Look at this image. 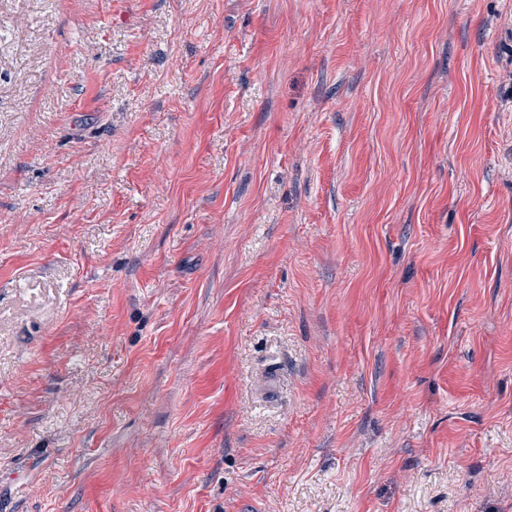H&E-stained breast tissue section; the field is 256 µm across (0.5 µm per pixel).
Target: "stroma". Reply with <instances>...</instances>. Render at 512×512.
Segmentation results:
<instances>
[{"mask_svg":"<svg viewBox=\"0 0 512 512\" xmlns=\"http://www.w3.org/2000/svg\"><path fill=\"white\" fill-rule=\"evenodd\" d=\"M0 512H512V0H0Z\"/></svg>","mask_w":512,"mask_h":512,"instance_id":"obj_1","label":"stroma"}]
</instances>
